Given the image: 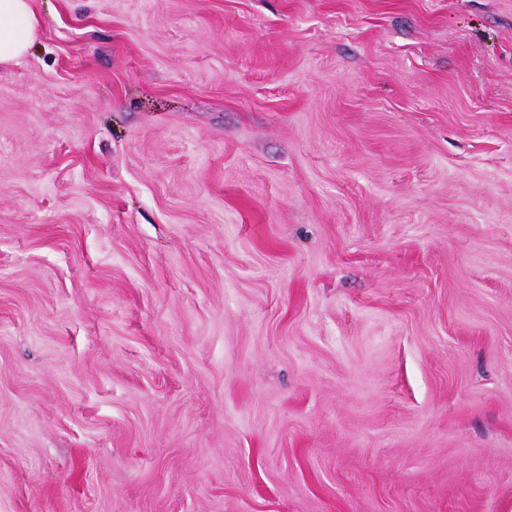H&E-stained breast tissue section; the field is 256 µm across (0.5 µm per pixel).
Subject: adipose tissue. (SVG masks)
Segmentation results:
<instances>
[{"mask_svg": "<svg viewBox=\"0 0 512 512\" xmlns=\"http://www.w3.org/2000/svg\"><path fill=\"white\" fill-rule=\"evenodd\" d=\"M37 24L33 0H0V64L28 53Z\"/></svg>", "mask_w": 512, "mask_h": 512, "instance_id": "adipose-tissue-1", "label": "adipose tissue"}]
</instances>
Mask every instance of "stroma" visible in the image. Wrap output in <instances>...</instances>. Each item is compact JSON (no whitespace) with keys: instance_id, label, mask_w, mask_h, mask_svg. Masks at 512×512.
I'll list each match as a JSON object with an SVG mask.
<instances>
[{"instance_id":"stroma-1","label":"stroma","mask_w":512,"mask_h":512,"mask_svg":"<svg viewBox=\"0 0 512 512\" xmlns=\"http://www.w3.org/2000/svg\"><path fill=\"white\" fill-rule=\"evenodd\" d=\"M35 7L0 512H512V0Z\"/></svg>"}]
</instances>
